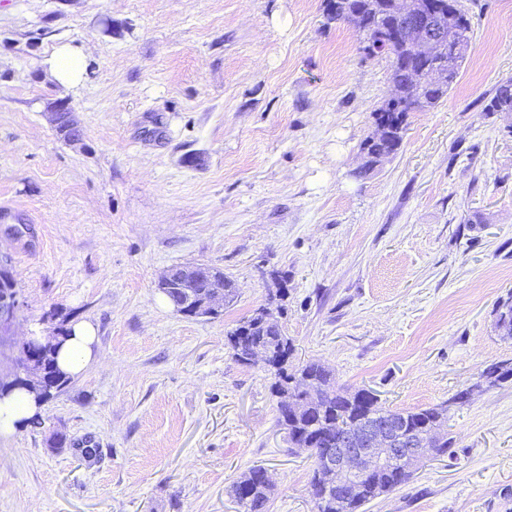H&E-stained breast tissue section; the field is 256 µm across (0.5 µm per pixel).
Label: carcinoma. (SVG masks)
<instances>
[{
  "instance_id": "1",
  "label": "carcinoma",
  "mask_w": 512,
  "mask_h": 512,
  "mask_svg": "<svg viewBox=\"0 0 512 512\" xmlns=\"http://www.w3.org/2000/svg\"><path fill=\"white\" fill-rule=\"evenodd\" d=\"M437 17L430 37L438 45L436 55L428 58L414 57L404 61L405 52L394 48L390 51L378 50L375 55L388 59L392 85H403L409 89L421 90L423 100L419 111L435 108L452 88L460 73L474 38V29L460 0H433ZM369 27L362 33L363 41L376 37L379 28L388 26L398 32L401 44H406L419 36L410 27L406 18L400 16L376 17L366 15ZM440 69L447 73L443 86L434 87L429 82V72ZM487 112H512V77L500 80L492 89L485 105ZM407 110L392 112L382 106L375 113V126L379 131L364 140L361 152L365 163L357 172L363 178L372 173L378 163L395 153L402 143V131ZM224 286V304L229 305L236 297L235 288L224 274L205 266L196 277L194 294L201 297L214 285ZM268 309L261 308L250 316L246 323L250 334L242 335L241 327L228 334V343L234 356L241 357L252 343L261 342L274 355L272 365L267 371L274 378L272 391L275 395L293 396L303 387L311 393L305 399L307 409L301 414H293L278 403V424L288 434V443L293 448H340L342 434L356 435L367 428L395 424L405 443L399 445L396 456L389 458L375 474L362 480L357 489L347 494H336L328 486L327 471L322 461H314L310 487L314 489L312 497L315 512H365L364 507L378 496L389 493L409 482L415 475V464L405 457L404 449L417 448L420 454L432 451L433 456L453 457V438L443 436L440 445L430 449L421 444L419 434L441 427L448 422V408L440 405L409 410H391L379 404L378 398L367 389L355 391L338 390L331 383V375L322 364L311 361L301 366L290 363L293 343L281 327L266 322ZM495 331L503 339L512 340V297L498 303L496 308ZM45 358L51 381L64 389L70 382L56 364V346H45ZM512 377V364L496 363L485 372V378L492 384ZM245 485V494L239 496L238 504L242 512H267V504L272 495L273 485L267 471L252 468L242 474L230 486V493L238 496L240 485Z\"/></svg>"
}]
</instances>
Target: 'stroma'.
Wrapping results in <instances>:
<instances>
[{"instance_id":"1","label":"stroma","mask_w":512,"mask_h":512,"mask_svg":"<svg viewBox=\"0 0 512 512\" xmlns=\"http://www.w3.org/2000/svg\"><path fill=\"white\" fill-rule=\"evenodd\" d=\"M328 0H0V253L23 306L91 323L96 361L0 435V512H241L227 489L268 470V512H314V462L289 448L273 378L227 335L261 307L293 365L393 410L448 404L455 458L421 464L369 512H506L512 362V0H460L475 39L457 83L407 115L399 150L355 177L387 59L328 20ZM63 45L89 56L56 81ZM66 112L73 136L59 132ZM237 288L222 315H179L171 267ZM470 390L469 400L453 396ZM99 451L85 459L79 442ZM49 68L53 76L62 84H75L85 74L86 55L81 49L68 45L60 47L49 59ZM489 112H512V77L500 80L485 105ZM495 331L502 339L512 340V297L501 300L496 308Z\"/></svg>"}]
</instances>
